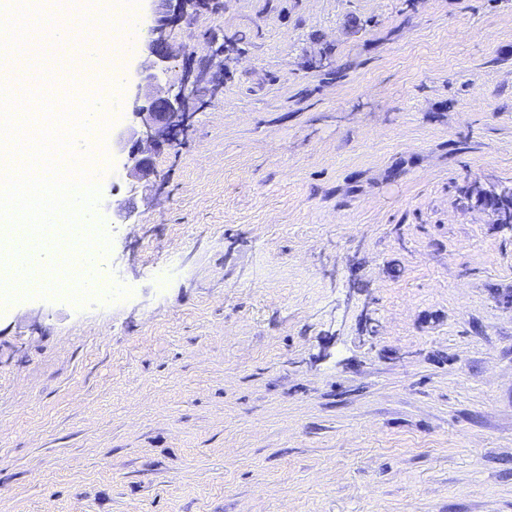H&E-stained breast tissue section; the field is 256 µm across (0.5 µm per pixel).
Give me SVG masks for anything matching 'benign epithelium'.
Wrapping results in <instances>:
<instances>
[{"label":"benign epithelium","instance_id":"benign-epithelium-1","mask_svg":"<svg viewBox=\"0 0 512 512\" xmlns=\"http://www.w3.org/2000/svg\"><path fill=\"white\" fill-rule=\"evenodd\" d=\"M174 19L157 17L148 27L151 39L146 49L152 60L137 69L139 93L134 101V116L140 119L139 129L119 136V143L127 155L131 176L149 178L154 171L153 156L171 138L188 117V104L194 87L185 80L177 89H164L157 83L159 66L173 55V47L166 36V29ZM479 190L473 208L492 209V202L512 197V182L484 184L474 181Z\"/></svg>","mask_w":512,"mask_h":512}]
</instances>
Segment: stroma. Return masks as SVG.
I'll list each match as a JSON object with an SVG mask.
<instances>
[{"label":"stroma","instance_id":"stroma-1","mask_svg":"<svg viewBox=\"0 0 512 512\" xmlns=\"http://www.w3.org/2000/svg\"><path fill=\"white\" fill-rule=\"evenodd\" d=\"M173 4L207 96L149 181L145 49L102 86L129 294L0 311V512H512V225L460 192L512 180V0Z\"/></svg>","mask_w":512,"mask_h":512}]
</instances>
